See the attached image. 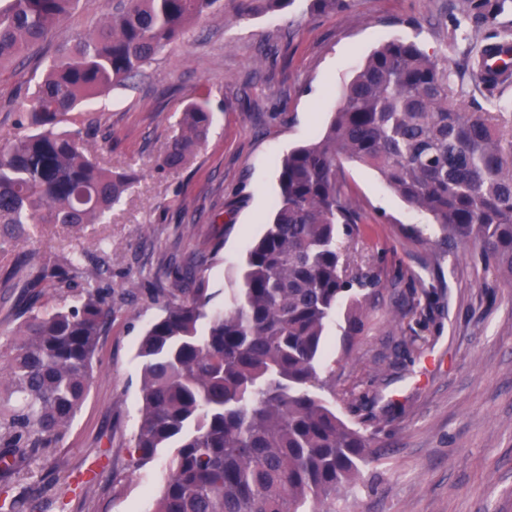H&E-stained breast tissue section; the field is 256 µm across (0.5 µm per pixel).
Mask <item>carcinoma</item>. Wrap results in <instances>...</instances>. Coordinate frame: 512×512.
<instances>
[{"label": "carcinoma", "mask_w": 512, "mask_h": 512, "mask_svg": "<svg viewBox=\"0 0 512 512\" xmlns=\"http://www.w3.org/2000/svg\"><path fill=\"white\" fill-rule=\"evenodd\" d=\"M512 0H462V15L492 25ZM79 0H0V70L44 42ZM221 0H115L108 22L58 51L26 108L27 133L0 147V253L44 224L79 232L112 210L135 180L84 153L97 121L62 127L96 94L129 85L191 23ZM342 12L348 0H307ZM495 35L472 66L488 88L512 67ZM446 65L414 41L377 48L343 88L325 132L280 161L279 199L264 234L248 246L224 309L210 308L194 270L173 284L163 314L145 330L135 468L173 449L152 512H335L362 478L375 434L347 425L320 394L325 329L344 294L367 286L350 268L339 226L359 223L339 178L342 160L376 170L405 202L432 216L444 240L476 252L512 285V104L481 112ZM208 101L191 102L156 169L184 168L206 143ZM75 251L39 265L15 259L6 288H60L79 275L71 304L19 313L0 348V473L70 428L91 386L112 294ZM38 499L0 491V512H38Z\"/></svg>", "instance_id": "cac0c4a2"}]
</instances>
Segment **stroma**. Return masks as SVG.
<instances>
[{
  "mask_svg": "<svg viewBox=\"0 0 512 512\" xmlns=\"http://www.w3.org/2000/svg\"><path fill=\"white\" fill-rule=\"evenodd\" d=\"M460 0H350L335 14L305 0L280 12L255 0L237 17L224 0L146 65L130 86L106 92L74 125L95 117L87 151L138 181L101 224L82 234L40 227L14 254L55 259L85 250L111 289L112 325L93 362L86 401L59 443L33 452L8 483L40 496L43 512H151L168 453L131 464L139 427L138 343L161 313L156 271L189 255L212 308H223L231 275L266 229L278 197V164L312 140L343 87L382 43L416 42L465 83L471 108L512 103V86L488 92L469 58L494 32L512 33V10L496 24L454 33ZM112 10L80 0L43 44L0 73V144L26 132L27 101L58 49ZM209 91L208 141L185 167L156 159L182 112ZM340 175L361 217L347 238L350 259L374 275L371 296L353 290L365 328L346 335L347 305L328 327L323 375L347 424L374 432L375 459L336 512H512V288L461 249L442 242L433 218L397 197L373 170L344 162Z\"/></svg>",
  "mask_w": 512,
  "mask_h": 512,
  "instance_id": "stroma-1",
  "label": "stroma"
}]
</instances>
